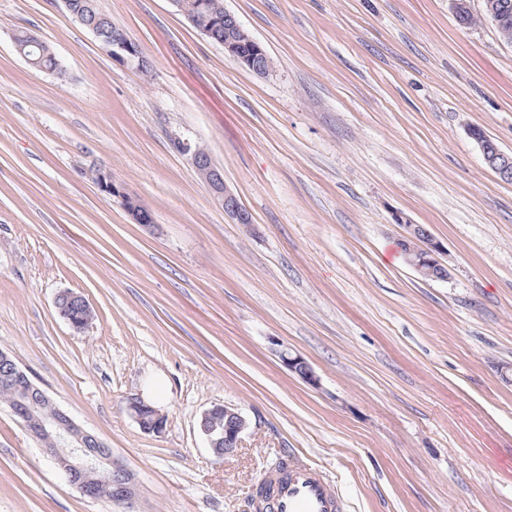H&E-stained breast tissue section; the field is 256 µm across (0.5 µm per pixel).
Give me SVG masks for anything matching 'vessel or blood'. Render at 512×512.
<instances>
[{
	"label": "vessel or blood",
	"instance_id": "b4317fda",
	"mask_svg": "<svg viewBox=\"0 0 512 512\" xmlns=\"http://www.w3.org/2000/svg\"><path fill=\"white\" fill-rule=\"evenodd\" d=\"M276 512H343L344 503L312 466L291 462L287 476L275 482Z\"/></svg>",
	"mask_w": 512,
	"mask_h": 512
}]
</instances>
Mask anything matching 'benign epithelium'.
I'll return each mask as SVG.
<instances>
[{
	"label": "benign epithelium",
	"instance_id": "1",
	"mask_svg": "<svg viewBox=\"0 0 512 512\" xmlns=\"http://www.w3.org/2000/svg\"><path fill=\"white\" fill-rule=\"evenodd\" d=\"M205 8L213 15L215 27L203 30L204 35L211 41L224 47V54L232 61L247 68L252 67L249 55L243 53L245 46L259 45L249 32L244 29L236 17L224 8L221 3H205ZM231 21L235 28V36L222 40L217 37L216 28L224 20ZM88 29L97 38L100 48L112 59L127 66L140 68L147 59L143 56L140 47L125 32L117 27L112 34L105 33L101 28L90 25ZM172 144L177 152L188 157L198 176L206 185L212 197L224 209V214L237 224H249L251 219L238 197L224 183L222 171L214 164L211 158L199 150L198 145L190 143L177 135L172 137ZM94 180L102 191L121 200L122 205L133 220L142 224L147 222L146 211L148 207L140 200L135 199L124 191L122 186L112 180V173L98 169L94 172ZM394 222L405 228V239L409 240L406 253L407 263L423 278L434 280L446 279L448 268L440 260L444 247L428 230L419 224H413L401 213L394 215ZM71 302L72 308L61 313V316L76 330L87 326L86 299L72 291L65 292ZM281 362L292 371L303 367L302 378L311 386L318 385V378L307 367L305 360L292 354L288 350L280 352ZM0 364L10 368V374L25 380L29 390L37 394L40 406L49 409V413L39 422L37 428L31 430L34 437L44 445V451L50 456L57 470L81 494L92 497L99 486L109 484L115 487L119 495L127 497L131 494L128 486V477L113 467L112 450L108 448L95 434L86 430L77 423L67 412L60 409L47 393L35 385L26 373L4 352H0ZM222 413L234 419V425L224 428V439L214 438V429L202 428L211 451H217L219 443L236 446L241 435L248 428L246 418L238 411L225 405H215L203 413L207 419L214 414ZM56 432L61 435L69 446V450L59 452L56 448L48 447L49 440L40 437V434Z\"/></svg>",
	"mask_w": 512,
	"mask_h": 512
}]
</instances>
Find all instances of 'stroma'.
<instances>
[{
  "label": "stroma",
  "instance_id": "obj_1",
  "mask_svg": "<svg viewBox=\"0 0 512 512\" xmlns=\"http://www.w3.org/2000/svg\"><path fill=\"white\" fill-rule=\"evenodd\" d=\"M99 5L151 75L61 0H0V348L111 448L132 495L82 496L0 405V512H256L291 455L347 512H512V182L469 134L512 155V43L483 0L470 28L449 0H224L273 59L264 76L170 0ZM20 30L66 79L18 56ZM175 134L251 223L225 216ZM398 212L442 243L446 280L407 265ZM63 291L88 301L84 331ZM135 395L163 434L130 416ZM215 404L249 421L220 459L199 429ZM88 29L97 38L100 48L112 59L136 69L148 62L137 43L122 29L113 27L112 36L93 25L88 26ZM171 141L177 152L188 157L212 197L224 209V214L237 224L251 223L248 212L238 197L224 183L223 173L214 164L211 157H206L199 150L198 144H192L180 136L174 135ZM94 180L102 191L121 200L122 205L137 224L148 223L146 219V211H150L149 208L140 200L132 198L126 194L122 186L112 180L111 172L97 169L94 172ZM142 225L149 226L151 224Z\"/></svg>",
  "mask_w": 512,
  "mask_h": 512
}]
</instances>
